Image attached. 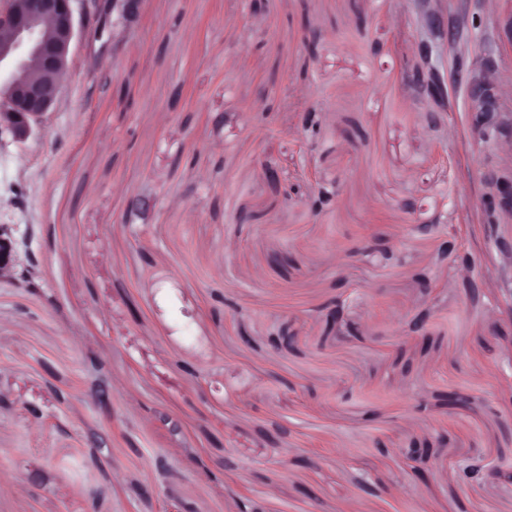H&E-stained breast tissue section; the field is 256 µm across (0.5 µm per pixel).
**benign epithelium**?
<instances>
[{
	"mask_svg": "<svg viewBox=\"0 0 512 512\" xmlns=\"http://www.w3.org/2000/svg\"><path fill=\"white\" fill-rule=\"evenodd\" d=\"M435 0H420V14L428 33L445 31L444 14L434 8ZM144 0H0V139L9 136L16 143L33 138L63 94L73 49L87 30L100 37L109 24L132 29ZM480 60L482 75L470 76L467 91L473 106L471 130L475 144L489 143L501 131L503 100L495 84L496 65L481 53L480 45L468 41L450 47ZM416 52L413 83L439 101L448 97L447 80L433 62V44L423 40ZM482 179L492 193L484 199L487 216L512 210V179L488 170ZM496 249L500 271L512 275V241L500 239ZM36 261L28 249H21L18 227L0 224V281L27 280ZM335 333L343 331L344 304L338 300L324 314Z\"/></svg>",
	"mask_w": 512,
	"mask_h": 512,
	"instance_id": "benign-epithelium-1",
	"label": "benign epithelium"
}]
</instances>
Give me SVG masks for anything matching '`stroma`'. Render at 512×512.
<instances>
[{"mask_svg": "<svg viewBox=\"0 0 512 512\" xmlns=\"http://www.w3.org/2000/svg\"><path fill=\"white\" fill-rule=\"evenodd\" d=\"M446 5L512 86V0ZM427 37L415 0H146L107 49L77 42L36 137L0 139V224L38 262L37 289L0 284V512H73L89 484L102 512H512L511 481L462 474L512 467V212L487 218L478 178L512 176V127L474 146L468 56L427 125ZM338 299L348 337L323 321ZM102 379L125 383L106 411Z\"/></svg>", "mask_w": 512, "mask_h": 512, "instance_id": "obj_1", "label": "stroma"}]
</instances>
